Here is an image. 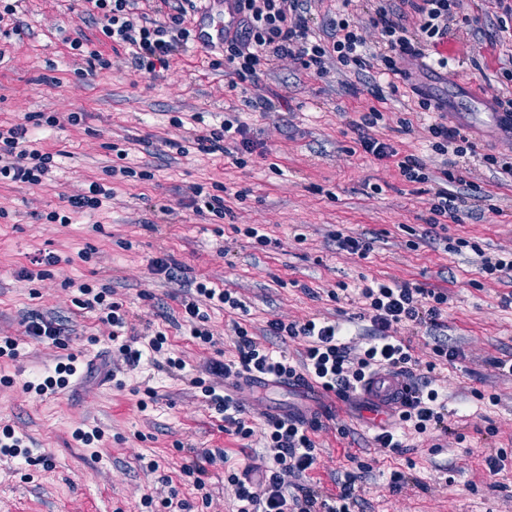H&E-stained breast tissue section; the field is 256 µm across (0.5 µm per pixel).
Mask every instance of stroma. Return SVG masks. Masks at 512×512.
Masks as SVG:
<instances>
[{
    "label": "stroma",
    "instance_id": "35a3bbf8",
    "mask_svg": "<svg viewBox=\"0 0 512 512\" xmlns=\"http://www.w3.org/2000/svg\"><path fill=\"white\" fill-rule=\"evenodd\" d=\"M80 11L79 0H18L14 17L0 23L24 29L19 38L0 35V123L24 124L39 112L61 119L36 131L42 148L59 153L58 168L36 185H0V336L17 337L20 350L18 359L0 358V426L12 425L28 448L53 460L26 477L18 459L0 454V512H156L145 497L173 490L189 512H237L229 473L261 465L269 418L301 398L276 385L234 389L210 375L213 363L236 355L234 323L295 365L304 340L268 335L269 320L325 318L358 349L370 329L358 288L374 280L448 294L439 327L411 335L414 379L439 392L444 422L422 434L406 429L401 451L391 453L377 447L359 401H351L312 431L316 460L301 477L285 475L287 492L305 484L333 497L351 474V512H512V460L494 476L485 463L500 449L512 456V376L494 366L512 359V276L486 275L479 258L512 252V178L498 165L512 159V143L494 130L487 108L492 96L512 97V35L498 30L496 0H464L457 26L429 50L431 60L447 58V69L411 65L405 74L376 77L333 67L318 77L286 62L243 92L228 90L229 77L215 64L219 52L197 41L175 53L168 68L138 69L127 54H113ZM79 32L111 56V69L77 73L70 41ZM418 86L446 102L451 119L470 132L475 152L453 173L458 191L481 198L480 211L457 223L443 219L433 239L426 236L431 199L446 163L431 150L427 129L438 115L419 108ZM258 97L269 110L251 107ZM374 109L383 114L375 136L399 155L422 157L427 182H408L395 159L363 152L353 125ZM72 112L84 113L82 125L65 123ZM197 112L210 126L239 113L261 152L243 166L227 156L178 154L175 145L192 135ZM176 117L182 126L173 125ZM114 143L127 150L135 178L111 174ZM98 179L112 187L102 210L47 223L45 213ZM196 184L224 186L228 216L189 209L187 193ZM253 224L263 227L268 245L243 235ZM340 234L369 241L367 258L339 249ZM461 239L468 242L462 249ZM86 250L90 260L80 261ZM39 253L64 262L54 276L32 282L20 271ZM164 254L180 263L179 280L151 271L152 259ZM202 280L246 306L208 309L209 344L181 325L185 288ZM80 282L110 288L138 332H165L167 356L126 366L110 326L77 306ZM35 312L66 324L67 349L24 336L23 322ZM439 343L455 349L457 359L436 361ZM70 353L78 372L68 388L26 390ZM169 356L181 358L183 370L169 371ZM91 361L108 362L111 377L88 373ZM197 378L242 402L249 439L225 432L194 386ZM148 388L156 398L139 409ZM79 428L100 430L103 438L83 444L73 436ZM203 449L213 459L198 489L181 467ZM151 461L157 470L148 469ZM397 472L404 477L398 487Z\"/></svg>",
    "mask_w": 512,
    "mask_h": 512
}]
</instances>
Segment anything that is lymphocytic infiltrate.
Listing matches in <instances>:
<instances>
[{"mask_svg":"<svg viewBox=\"0 0 512 512\" xmlns=\"http://www.w3.org/2000/svg\"><path fill=\"white\" fill-rule=\"evenodd\" d=\"M83 12L101 27L113 48L128 52L135 67L149 72L169 65L170 58L184 47L192 31L185 23L188 12L196 10V0H172L171 14L161 23L149 17L143 6L147 0H82ZM314 0H233L235 24L224 35L221 49L230 88L255 83L259 75L280 62H293L316 76L328 72L329 63L363 69L379 62L383 73L399 75L410 61L424 59L426 49L443 40L455 20L457 0H401L392 6L381 0L371 24L381 32L377 45H368L349 12L353 0H342L343 8L327 21L328 33L317 38L313 26ZM383 115L371 111L363 115L355 129L367 154L379 159L398 158V168L407 181L426 180L423 161L415 155L398 157L396 149L370 133ZM257 142L237 115L228 114L220 128H204L195 133L187 149L214 154L234 149L236 154H253ZM54 155L34 145L29 127L0 124V184L39 183L52 167ZM82 308L100 310L112 328L111 340L130 366H138L142 352L136 348L138 333L129 321L122 303L112 300L107 288L96 289L83 283L78 287ZM360 295L367 306L371 332L362 351L351 355L343 343L339 325L310 319L304 323L269 321L270 335L303 337L307 342L300 365H291L286 356H275L249 334L236 326V358L216 364L224 376H242L258 372L273 379L294 375L311 377L323 390L349 394L356 391L375 369L387 368L408 375L413 357L410 341L395 336V329L438 325L448 296L442 291L420 288L403 282L374 281L363 285ZM231 310L242 309V302L232 292L200 281L192 296L180 301L189 334L210 342L202 303ZM415 398L397 413L395 423L376 434L379 447L398 452L402 446L396 437L398 426L410 425L419 433L441 424L442 405L436 390L415 386ZM267 446L272 452L270 465L264 466L258 480L246 473H230L229 483L240 503L238 512H350L351 486H344L336 501L323 499L313 487L298 486L296 494L286 495L283 476L303 474L315 461V443L309 429L295 420L273 419L269 422Z\"/></svg>","mask_w":512,"mask_h":512,"instance_id":"obj_1","label":"lymphocytic infiltrate"}]
</instances>
